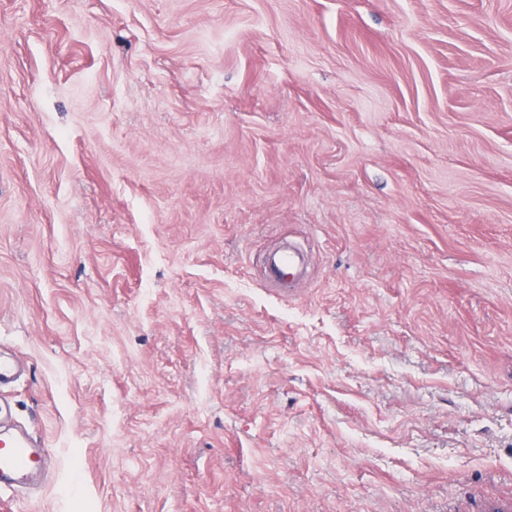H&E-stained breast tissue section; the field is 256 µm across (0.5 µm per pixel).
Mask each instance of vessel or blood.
Listing matches in <instances>:
<instances>
[{
  "label": "vessel or blood",
  "instance_id": "1",
  "mask_svg": "<svg viewBox=\"0 0 512 512\" xmlns=\"http://www.w3.org/2000/svg\"><path fill=\"white\" fill-rule=\"evenodd\" d=\"M304 250L294 242H286L270 251L263 267L267 288L286 292L299 287L303 278ZM24 371L23 361L16 356L0 357V414L9 410L6 393ZM48 451L27 435L0 441V493H24L31 482L47 471Z\"/></svg>",
  "mask_w": 512,
  "mask_h": 512
}]
</instances>
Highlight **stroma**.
Here are the masks:
<instances>
[{"label":"stroma","instance_id":"obj_1","mask_svg":"<svg viewBox=\"0 0 512 512\" xmlns=\"http://www.w3.org/2000/svg\"><path fill=\"white\" fill-rule=\"evenodd\" d=\"M2 352L13 512H512V0H0ZM304 256V250L290 240L270 251L263 267L265 286L277 292L299 288L303 278ZM24 371V362L17 357H2L0 354V422L4 411L10 410V403L8 399L3 396L2 392L5 393L11 389L19 380ZM48 450L27 435L0 441V493L24 495L31 482L47 471Z\"/></svg>","mask_w":512,"mask_h":512}]
</instances>
